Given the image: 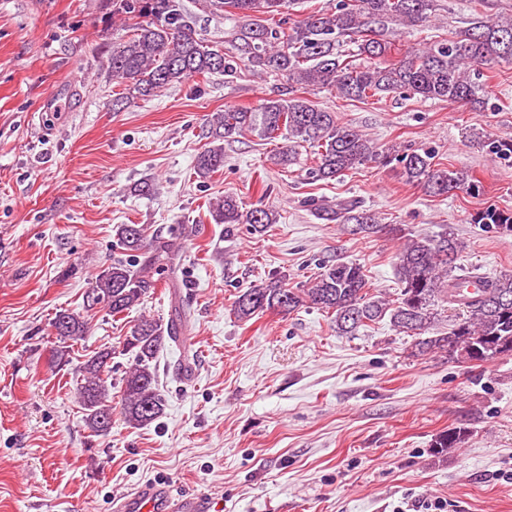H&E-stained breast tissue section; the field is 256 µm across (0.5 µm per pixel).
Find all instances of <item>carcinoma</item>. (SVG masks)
I'll return each instance as SVG.
<instances>
[{
	"label": "carcinoma",
	"instance_id": "cac0c4a2",
	"mask_svg": "<svg viewBox=\"0 0 512 512\" xmlns=\"http://www.w3.org/2000/svg\"><path fill=\"white\" fill-rule=\"evenodd\" d=\"M292 0H208L217 11L241 19L225 51L200 37L187 21L181 0H101V8L128 27L126 38L107 46L104 56L112 76L124 86L116 102L149 97L196 76H232L238 65L268 69L310 91L326 89L347 99L365 100L404 90L424 99L446 100L472 108L486 104L488 92L478 66L512 61V18L501 21L476 16L455 35L407 52L395 63L380 62L390 50L384 31L390 23L421 26L430 17L436 0H336L330 9L309 12L292 23L275 17ZM357 47V55L373 61L353 64L343 47ZM254 132L269 140L280 136L285 145L277 153L287 165L296 160L297 147L317 148V163L308 169L313 180H334L344 172L380 160L371 138L340 123L336 113L289 91L250 108L224 110L210 132L214 145L195 158L197 177L206 179L224 167L220 142ZM489 155L512 161V137L475 136ZM402 177L423 187L431 196L479 190L472 176L434 162L428 152L404 151L398 158ZM316 216L347 226L351 234L371 233L378 226L374 214L356 202L336 208L319 205ZM215 223L231 228L248 224L262 229L276 223L266 208L247 209L233 194L224 196L211 211ZM472 222L512 233V211L490 205L473 215ZM392 236L403 239L395 255L400 291L394 299L370 292L363 268L338 257L321 267L307 288H288L279 282L254 285L233 302V314L250 320L268 310L290 313L308 305L333 316L336 332L352 334L368 322L389 318L391 325L409 335L429 332L441 311L453 314L448 331L422 339L420 354L446 352L469 362L484 363L512 354V275L484 279L480 293H461L471 273L452 266L456 241L442 234L435 238L410 237L398 225ZM116 246L124 252L99 273L86 296L83 312L60 311L52 327L63 342H76L88 329V313L101 309L115 316L140 305L151 287L146 269L153 265L164 273L176 272L172 244L150 238L142 224H119ZM182 326L175 320L163 324L141 318L125 339L133 361L122 379L120 414L133 428L150 425L165 409L158 389L154 361L165 343L179 342ZM112 350L93 352L80 368L77 395L85 423L96 435L112 428V384L108 383ZM469 438L465 427H452L438 435L434 453L445 455Z\"/></svg>",
	"mask_w": 512,
	"mask_h": 512
}]
</instances>
